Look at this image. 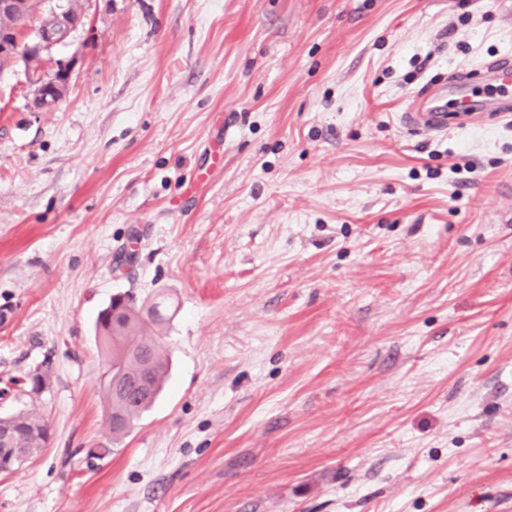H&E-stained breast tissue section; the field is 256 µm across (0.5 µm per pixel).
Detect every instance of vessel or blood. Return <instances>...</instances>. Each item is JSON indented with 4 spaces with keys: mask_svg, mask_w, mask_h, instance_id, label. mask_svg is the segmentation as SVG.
<instances>
[{
    "mask_svg": "<svg viewBox=\"0 0 512 512\" xmlns=\"http://www.w3.org/2000/svg\"><path fill=\"white\" fill-rule=\"evenodd\" d=\"M489 81L501 86L497 96L479 100L468 87L449 82L441 88L425 90L404 112L399 120L408 129L427 134H439L448 129L450 120L462 124L480 121L484 114L512 115V59L503 58L484 66Z\"/></svg>",
    "mask_w": 512,
    "mask_h": 512,
    "instance_id": "b4317fda",
    "label": "vessel or blood"
}]
</instances>
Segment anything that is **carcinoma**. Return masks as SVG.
<instances>
[{
	"mask_svg": "<svg viewBox=\"0 0 512 512\" xmlns=\"http://www.w3.org/2000/svg\"><path fill=\"white\" fill-rule=\"evenodd\" d=\"M34 21V13L19 11L0 14V32L21 33ZM164 299L157 296L148 304H137L128 294H116L96 323V337L107 358L104 395L107 426L112 439L134 427L136 421L156 399L168 370V355L158 326L163 318ZM14 432L12 447H0L7 456L14 448L36 454L47 443L46 423L33 411H20L8 420Z\"/></svg>",
	"mask_w": 512,
	"mask_h": 512,
	"instance_id": "cac0c4a2",
	"label": "carcinoma"
}]
</instances>
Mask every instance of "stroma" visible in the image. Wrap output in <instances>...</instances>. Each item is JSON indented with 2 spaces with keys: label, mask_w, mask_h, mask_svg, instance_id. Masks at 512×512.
<instances>
[{
  "label": "stroma",
  "mask_w": 512,
  "mask_h": 512,
  "mask_svg": "<svg viewBox=\"0 0 512 512\" xmlns=\"http://www.w3.org/2000/svg\"><path fill=\"white\" fill-rule=\"evenodd\" d=\"M50 112L0 72V512H512V120L398 116L512 0H82ZM164 296L121 441L95 320ZM6 422L14 432V439L11 448L0 447L1 457L11 454L12 448H23L29 455L28 459H30L40 448H44L46 445L48 428L35 412L20 411L12 415Z\"/></svg>",
  "instance_id": "stroma-1"
}]
</instances>
